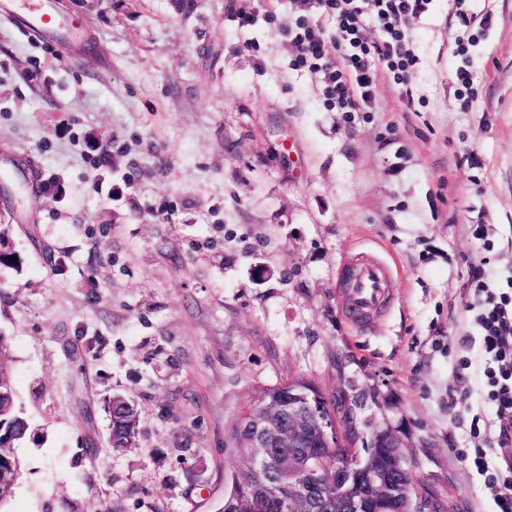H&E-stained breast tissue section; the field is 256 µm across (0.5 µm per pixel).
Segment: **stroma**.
<instances>
[{"label":"stroma","instance_id":"stroma-1","mask_svg":"<svg viewBox=\"0 0 512 512\" xmlns=\"http://www.w3.org/2000/svg\"><path fill=\"white\" fill-rule=\"evenodd\" d=\"M191 5L58 0L88 41L74 61L0 16V159L38 181L17 197L21 273L0 280L37 431L16 450L9 512H220L246 466L226 448L236 413L294 377L357 396L364 432L401 439L423 512H494L462 458L496 433H470L492 413L480 347L462 339L470 265L512 271V0H469L492 16L471 50L472 107L455 84L457 0H434L409 31L413 104L385 78L349 118L293 65L303 0ZM357 255L394 273L366 328L340 286ZM115 394L140 410L121 452L106 449ZM91 441L103 455L85 454Z\"/></svg>","mask_w":512,"mask_h":512}]
</instances>
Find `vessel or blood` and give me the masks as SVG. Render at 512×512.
Returning <instances> with one entry per match:
<instances>
[{
    "label": "vessel or blood",
    "mask_w": 512,
    "mask_h": 512,
    "mask_svg": "<svg viewBox=\"0 0 512 512\" xmlns=\"http://www.w3.org/2000/svg\"><path fill=\"white\" fill-rule=\"evenodd\" d=\"M23 20L45 34L64 58L74 55L76 26L72 19L61 16L54 0H24ZM392 277L388 266L378 260L349 263L344 297L349 314L359 325H367L385 306L391 292Z\"/></svg>",
    "instance_id": "vessel-or-blood-1"
}]
</instances>
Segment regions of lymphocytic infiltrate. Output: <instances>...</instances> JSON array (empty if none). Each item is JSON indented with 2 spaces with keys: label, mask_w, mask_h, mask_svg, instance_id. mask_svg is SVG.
<instances>
[{
  "label": "lymphocytic infiltrate",
  "mask_w": 512,
  "mask_h": 512,
  "mask_svg": "<svg viewBox=\"0 0 512 512\" xmlns=\"http://www.w3.org/2000/svg\"><path fill=\"white\" fill-rule=\"evenodd\" d=\"M433 0H308L310 17L297 19L292 30L298 65L322 74L325 92L339 111L367 112L375 99L380 79L391 76L403 98H411L410 73L417 60L409 43L412 24L428 13ZM336 24L334 37L342 51L341 62L326 54L322 18ZM463 28L455 38V54L461 64L455 71L464 100L474 96L470 49L477 32L492 26L491 14L459 12ZM381 32L368 38V26ZM507 289L496 292L484 264L470 266L467 306L471 322L482 340L483 391L498 421V431L485 448L471 449L464 457L469 467L484 478V486L496 512H512V275Z\"/></svg>",
  "instance_id": "obj_1"
}]
</instances>
